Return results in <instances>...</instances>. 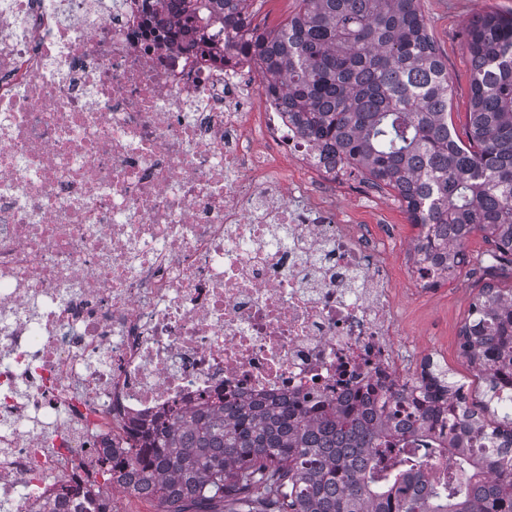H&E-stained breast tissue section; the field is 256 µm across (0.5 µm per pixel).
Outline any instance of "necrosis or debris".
<instances>
[{"label":"necrosis or debris","mask_w":512,"mask_h":512,"mask_svg":"<svg viewBox=\"0 0 512 512\" xmlns=\"http://www.w3.org/2000/svg\"><path fill=\"white\" fill-rule=\"evenodd\" d=\"M356 177L177 0H0V512L113 505L105 449L219 392H420Z\"/></svg>","instance_id":"obj_1"}]
</instances>
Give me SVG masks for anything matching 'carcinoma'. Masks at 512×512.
Returning a JSON list of instances; mask_svg holds the SVG:
<instances>
[{
  "label": "carcinoma",
  "instance_id": "cac0c4a2",
  "mask_svg": "<svg viewBox=\"0 0 512 512\" xmlns=\"http://www.w3.org/2000/svg\"><path fill=\"white\" fill-rule=\"evenodd\" d=\"M203 46L249 52L288 121L397 193L433 276L512 279V13L466 27L471 105L464 135L448 121V69L419 0H298L278 29L254 24L256 0H181ZM475 233L490 245L471 257ZM461 350L486 384L470 400L448 366L426 359L417 400L381 409L296 397L165 411L114 448L107 472L158 512H512V288L486 284ZM427 455L453 468L433 478Z\"/></svg>",
  "mask_w": 512,
  "mask_h": 512
}]
</instances>
